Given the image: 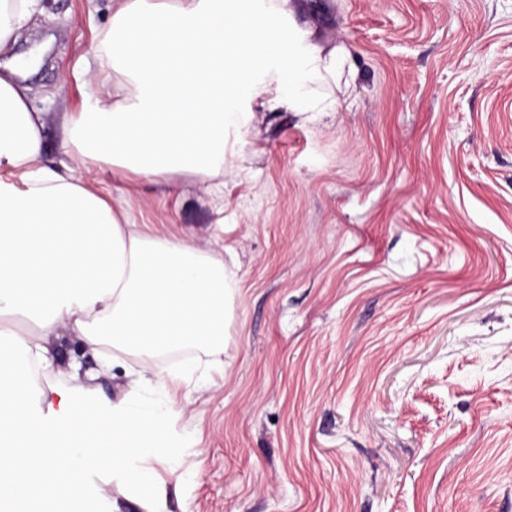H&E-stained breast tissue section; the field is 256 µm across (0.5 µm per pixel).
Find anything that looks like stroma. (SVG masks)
Segmentation results:
<instances>
[{
	"label": "stroma",
	"mask_w": 512,
	"mask_h": 512,
	"mask_svg": "<svg viewBox=\"0 0 512 512\" xmlns=\"http://www.w3.org/2000/svg\"><path fill=\"white\" fill-rule=\"evenodd\" d=\"M298 45L347 57L330 112L253 108L224 184L101 166L130 223L234 248L218 346L191 364L159 486L109 462L73 512H512V0H290ZM112 0H41L20 49L47 161L98 68ZM87 418L132 383L59 340Z\"/></svg>",
	"instance_id": "1"
}]
</instances>
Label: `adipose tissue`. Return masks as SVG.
Here are the masks:
<instances>
[{
  "label": "adipose tissue",
  "mask_w": 512,
  "mask_h": 512,
  "mask_svg": "<svg viewBox=\"0 0 512 512\" xmlns=\"http://www.w3.org/2000/svg\"><path fill=\"white\" fill-rule=\"evenodd\" d=\"M288 0H113L101 39L104 65L87 73L88 94L67 119L60 166L43 159L44 113L18 81L12 49L39 0H0V338L19 315L30 329L24 362H0V496L26 512H64L85 494L83 474L102 460L122 484L154 483L151 460L168 456L180 415L182 373L137 372L133 391L105 422L88 421L66 385L33 394L32 367L53 374V339L66 334L113 358L147 354L152 342L180 352L218 342L231 271L211 248L129 223L93 190L86 173L108 163L157 182L180 169L224 170L229 134L249 121L240 106H329L312 85L341 82L346 60L316 44L299 47L278 21ZM137 45H130V35ZM274 68L276 94L259 73ZM155 385L166 397H143ZM41 399L52 413L33 410Z\"/></svg>",
  "instance_id": "1"
}]
</instances>
